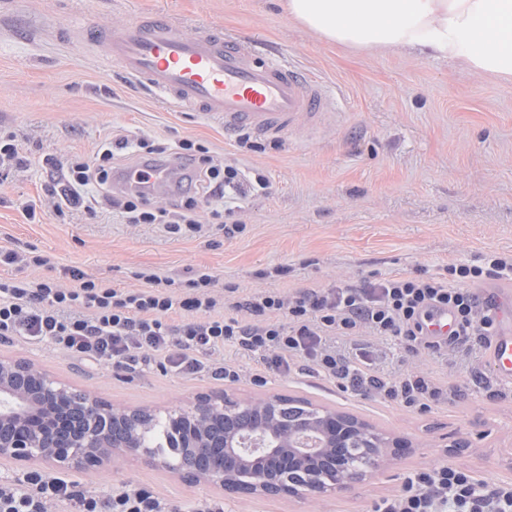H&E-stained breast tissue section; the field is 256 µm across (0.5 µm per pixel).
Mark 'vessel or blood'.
I'll use <instances>...</instances> for the list:
<instances>
[{
	"instance_id": "vessel-or-blood-1",
	"label": "vessel or blood",
	"mask_w": 512,
	"mask_h": 512,
	"mask_svg": "<svg viewBox=\"0 0 512 512\" xmlns=\"http://www.w3.org/2000/svg\"><path fill=\"white\" fill-rule=\"evenodd\" d=\"M104 63L118 65L133 81L163 96L175 108L217 118L225 132L249 129L278 142L299 118L319 122L329 107L321 82L287 64L257 55L248 42L206 26L188 33L166 16L140 17L102 31ZM494 319L488 359L494 377L512 383V286L488 285ZM424 334L448 339L454 313L437 308L424 318Z\"/></svg>"
}]
</instances>
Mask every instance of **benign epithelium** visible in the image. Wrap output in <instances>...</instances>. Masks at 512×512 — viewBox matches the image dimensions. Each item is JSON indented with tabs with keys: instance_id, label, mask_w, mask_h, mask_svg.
<instances>
[{
	"instance_id": "7a95c632",
	"label": "benign epithelium",
	"mask_w": 512,
	"mask_h": 512,
	"mask_svg": "<svg viewBox=\"0 0 512 512\" xmlns=\"http://www.w3.org/2000/svg\"><path fill=\"white\" fill-rule=\"evenodd\" d=\"M283 397L242 400L233 392L197 401L189 410L166 413L181 446L162 454L142 443L146 425L129 409L121 429L111 428L110 407L73 390L23 359H0V458L55 471L104 467L119 459L204 482L229 494L301 501L352 490L380 468L395 464L412 448L403 435L378 432L353 415L310 406L313 421L333 419L309 435L293 430L284 444L275 430L242 438L199 434L206 417L260 410L273 427L282 422Z\"/></svg>"
}]
</instances>
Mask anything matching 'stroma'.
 I'll use <instances>...</instances> for the list:
<instances>
[{
	"instance_id": "obj_1",
	"label": "stroma",
	"mask_w": 512,
	"mask_h": 512,
	"mask_svg": "<svg viewBox=\"0 0 512 512\" xmlns=\"http://www.w3.org/2000/svg\"><path fill=\"white\" fill-rule=\"evenodd\" d=\"M146 13L166 14L191 32L223 26L260 55L302 69L323 84L328 114L320 125L301 123L286 140L258 139L248 150L220 120L167 109L77 36ZM122 128L171 144L191 138L216 163L264 174L267 189L245 185L224 199L243 231L225 235L205 205L200 228L176 232L125 223L104 203L92 215L59 216L48 207L41 223H26L18 203L44 199L43 157L64 164L92 156ZM1 131L16 134L32 164L0 181V247L36 250L56 270L77 268L117 288L141 287L137 274L147 270L178 282L204 271L217 287L246 293L322 288L512 254V83L445 58L328 42L290 19L282 0H0ZM279 266L288 276L276 274ZM374 349L385 373L415 367L448 384V403L420 414L296 375L234 384L245 397L302 398L411 439V453L350 492L316 502L228 495L140 461L67 478L102 495L142 484L181 512L205 501L222 502L224 512H368L408 472L446 460L512 480V386L494 379L483 347L415 362L388 338L376 339ZM0 357L28 360L74 389L160 415L225 388L157 366L133 375L85 366L46 343L6 341Z\"/></svg>"
}]
</instances>
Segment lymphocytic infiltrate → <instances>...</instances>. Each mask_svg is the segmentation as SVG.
Instances as JSON below:
<instances>
[{
    "mask_svg": "<svg viewBox=\"0 0 512 512\" xmlns=\"http://www.w3.org/2000/svg\"><path fill=\"white\" fill-rule=\"evenodd\" d=\"M129 149V165L118 163L114 147ZM180 166L184 180L179 204L153 206L141 188L125 187L120 204L130 224H194L201 200L223 196L239 186L237 168L216 165L207 147L186 138L169 147L118 136L93 158L76 157L63 185H50L48 202L57 214L91 210L95 195H108L116 177L131 169L147 179L153 167ZM512 271V258L496 257L487 266L451 265L443 276L388 277L377 282L298 291L244 294L235 287L216 289L202 273L185 286L152 271L140 272V288H115L68 270L70 286L56 277L0 278V341L16 337L47 342L84 365H109L136 372L154 362L184 376L207 374L235 381L242 370L225 359L235 348L265 372L312 373L336 381L342 390L426 411L447 401L448 391L420 371L382 374L368 344L372 337L395 339L412 356L487 344L494 322L474 284ZM451 308L458 328L447 345L422 336L420 317L431 307ZM355 340L354 353L337 349L334 340ZM178 512L171 502L145 486L127 484L107 495L80 488L64 478L33 470L0 481V512ZM373 512H512V482L480 480L450 461L409 474L402 487L375 504Z\"/></svg>",
    "mask_w": 512,
    "mask_h": 512,
    "instance_id": "obj_1",
    "label": "lymphocytic infiltrate"
}]
</instances>
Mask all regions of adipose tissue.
<instances>
[{
	"label": "adipose tissue",
	"instance_id": "ef3b65f1",
	"mask_svg": "<svg viewBox=\"0 0 512 512\" xmlns=\"http://www.w3.org/2000/svg\"><path fill=\"white\" fill-rule=\"evenodd\" d=\"M286 8L332 43L408 48L512 80V0H287Z\"/></svg>",
	"mask_w": 512,
	"mask_h": 512
}]
</instances>
